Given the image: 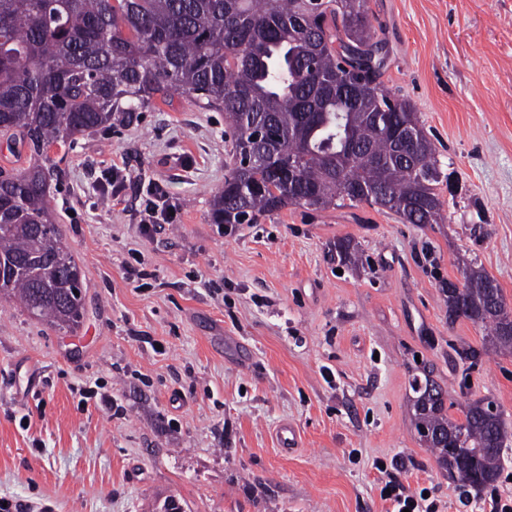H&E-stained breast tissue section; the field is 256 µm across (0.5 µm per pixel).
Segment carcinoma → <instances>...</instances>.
Instances as JSON below:
<instances>
[{
  "label": "carcinoma",
  "instance_id": "carcinoma-1",
  "mask_svg": "<svg viewBox=\"0 0 512 512\" xmlns=\"http://www.w3.org/2000/svg\"><path fill=\"white\" fill-rule=\"evenodd\" d=\"M385 63L366 0H0V134L33 158L18 174L0 169V298L59 328L79 325L81 270L50 217L48 150L171 91L224 112L234 130L213 224L346 204L438 223L448 176L416 112L382 88ZM405 123L418 127L407 147L396 137ZM256 155L265 162L244 166ZM333 249L357 263L349 241ZM442 293L448 318L487 326L512 350V312L494 278L466 267L461 288L450 281ZM411 386L415 428L448 477L495 483L509 443L499 415L474 402L454 419L455 402L430 379Z\"/></svg>",
  "mask_w": 512,
  "mask_h": 512
}]
</instances>
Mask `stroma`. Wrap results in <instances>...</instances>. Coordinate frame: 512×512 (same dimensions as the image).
Instances as JSON below:
<instances>
[{"instance_id":"obj_1","label":"stroma","mask_w":512,"mask_h":512,"mask_svg":"<svg viewBox=\"0 0 512 512\" xmlns=\"http://www.w3.org/2000/svg\"><path fill=\"white\" fill-rule=\"evenodd\" d=\"M385 90L415 109L450 188L437 224L362 205L214 224L223 112L173 92L50 152L52 219L81 270L74 330L0 299V503L20 512H390L398 467L439 512L512 497L453 482L413 423V377L492 403L512 431V352L449 320L463 264L512 309V0H368ZM116 177L118 198L103 197ZM160 185L174 213L151 232ZM364 263L336 274V240ZM477 354L476 362L466 352ZM299 445L284 450L282 425ZM153 199H149L144 209V218L141 220L142 228L144 231H148L150 228L156 227L152 224H160L162 221L169 224L172 221V215L169 207H164V204L160 207L159 202L161 201V195L156 193L152 194ZM158 202V203H157Z\"/></svg>"}]
</instances>
